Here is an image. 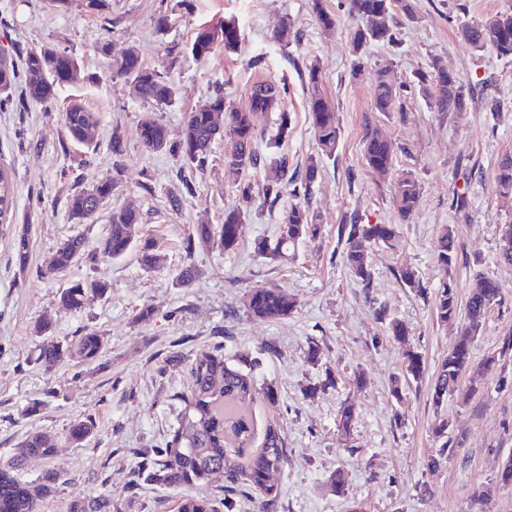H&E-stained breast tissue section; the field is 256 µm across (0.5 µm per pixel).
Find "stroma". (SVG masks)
<instances>
[{
  "label": "stroma",
  "mask_w": 512,
  "mask_h": 512,
  "mask_svg": "<svg viewBox=\"0 0 512 512\" xmlns=\"http://www.w3.org/2000/svg\"><path fill=\"white\" fill-rule=\"evenodd\" d=\"M177 0H109L106 13L87 0H68L63 11L46 0H0V48L19 56L44 45L68 48L79 62L76 82L62 88L51 107L32 103L0 110V165L13 180V221L0 224V464L20 454L27 432L39 427L60 440L54 460L29 458L22 476L41 480L58 468L61 478L39 512H65L75 495L105 496L107 512H174L184 496L204 497L217 512H512V485L497 479L501 462L512 455V268L497 261L499 230L512 224V200L499 193L495 174L512 155V57L475 51L459 36L464 22L481 21L512 5V0H411L413 13H395L394 45L367 48L368 61L353 71L351 36L357 23L344 0H322L336 14L325 31L309 0H193L192 11ZM167 13V34L154 20ZM235 19L241 50L194 58L189 46L200 27ZM298 32L281 45L274 38L282 22ZM135 47L144 64L174 83V104L159 112L170 140H179L187 112L204 104L215 85L227 102L243 106L252 85L286 81L283 108L290 129L282 150L291 168L302 171L316 151L306 106L307 74L320 68L322 88L339 117L340 139L309 194L320 217L321 235L305 241L287 260L259 256L255 245L275 238L291 202L283 196L267 205L254 201L234 253L213 247L197 252L194 276L179 285L184 268L182 243L192 224H219L225 210L240 205L236 185L224 174L226 141L212 147L208 171L195 179L193 193L172 206L169 192L178 183L182 162L140 144L138 124L149 106L130 84L112 77L110 64ZM260 58L251 67V58ZM439 63L472 86L468 111L440 112L418 90L417 77ZM386 69L399 91L392 111H374V73ZM78 100L99 116L97 147L68 143L60 113ZM381 126L396 148V172L410 173L420 200L407 217L393 206V178L374 176L363 159L366 124ZM126 143L121 160L108 148L113 131ZM113 176L119 191L111 206H130L141 214L140 233L155 240L163 260L143 270L137 253L108 262H81L65 277L44 275L46 258L69 236L84 233L89 244L105 234L111 206L86 224L70 223L65 201L74 189ZM358 218L364 224H395L393 244L368 248L372 279L362 284L342 262L339 226ZM31 230L27 269H19L11 239L22 226ZM452 227L458 253L451 267L437 262L444 227ZM411 267L420 285H403L398 274ZM494 277L500 300L491 308L472 342L480 371L464 376L445 410L449 449L437 468L428 461L440 442L432 434L436 418L431 385L455 338L454 326L441 323L435 297L444 282L466 302L477 274ZM68 279H102L108 294L78 312L58 310L55 298ZM279 288L297 306L288 319L261 321L246 310L247 295ZM148 319H140L144 309ZM406 324V342L389 336L390 320ZM48 320L53 336L65 341L83 328L106 338L93 365L63 362L45 370L37 361L42 343L35 327ZM220 348L225 358L258 360L259 386L247 403L257 425L278 423L288 458L272 480L280 496L262 510L250 493L233 494L213 484L160 488L136 480L142 452L164 447L176 428L178 397L190 386L188 366L202 350ZM318 362L308 359L309 348ZM424 361L421 381L406 384L402 399L391 382L402 376L407 351ZM274 386L269 404L263 386ZM358 416L349 437L336 427L344 401ZM89 415L96 434L84 444L66 443L70 424ZM345 478L336 495L329 478Z\"/></svg>",
  "instance_id": "obj_1"
}]
</instances>
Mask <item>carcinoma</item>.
<instances>
[{"label": "carcinoma", "instance_id": "carcinoma-1", "mask_svg": "<svg viewBox=\"0 0 512 512\" xmlns=\"http://www.w3.org/2000/svg\"><path fill=\"white\" fill-rule=\"evenodd\" d=\"M312 11L326 31L335 29L337 17L326 11L322 0H311ZM399 10L413 14L410 0H347L349 15L360 22L352 35L353 52L361 57L365 49L376 44H393L397 40L395 30L387 18ZM461 39L476 51L485 49L499 56L512 57V9L500 11L479 23H464L458 28ZM242 41L241 31L233 19L216 26H203L196 32L191 53L197 59L209 57L222 47L224 53L237 52ZM78 67L77 58L65 48L55 46L34 48L26 52L22 65L15 64L7 55L0 56V109L12 100L16 85L23 87L27 101L45 107L54 105L60 90L70 84L69 72ZM111 74L133 84L138 98L161 110L173 105L176 96L174 84L163 73L143 64L139 54L129 49L114 59ZM307 110L314 132L317 153L307 159L304 174L296 178L288 175V156L281 152L282 142L288 137V113L279 109L286 95V85L268 83L275 93L270 98L249 94L242 107L226 102L224 92H214L208 100L209 106L187 113L182 138L172 142L166 128L153 113L147 112L139 121L138 131L142 146L152 152L166 151L180 157L183 169L190 173L203 174L210 163L212 145L218 139H226L230 148L224 155V170L238 187L242 198L253 197L252 176L260 170H269L273 176L267 178L262 188L264 201L277 200L289 192L294 197L308 196L323 162L337 148L340 126L335 108L330 104L320 86L319 67L308 68ZM420 91L434 99L440 112H465L473 94L456 74L436 64L418 78ZM397 99V90L388 71L380 69L375 78L374 110L389 112ZM279 110L278 125L274 136L266 144L267 152L256 150V118L258 115ZM66 137L69 141L89 147L94 140L85 138L86 131L97 128V113L78 101L70 102L61 115ZM363 157L371 173L386 176L392 172L395 161L394 143L379 129L366 128L363 139ZM501 193L512 196V156L501 159L496 175ZM119 188L115 177H106L96 184L74 191L67 199L68 217L73 224H84L99 211L98 201L110 199ZM420 188L409 174L395 180L393 201L401 217L409 215L418 205ZM249 211L236 207L224 212V223L193 224L184 238L185 269L179 274V283L192 278V258L198 247L218 246L226 253L237 249L243 224ZM13 219V196L11 174L0 169V222L11 223ZM138 211L117 207L112 209L106 235L99 240L94 251L87 250L86 238L77 233L67 238L51 254L46 262L44 274L63 276L75 264L82 261L96 262L119 259L132 250H137L141 266L148 270L160 262L155 244L141 239ZM320 225L317 215L308 205L297 201L288 209L285 223L273 242L260 241L256 252L261 257L276 262L288 257V251L306 239L318 236ZM339 238L345 242L342 261L351 276L365 283L371 281V268L365 244L370 242L390 243L397 236L395 224H345L338 230ZM457 241L454 231L446 228L441 240L437 260L449 267L454 262ZM15 263L26 268L31 252L29 229L17 232L12 244ZM497 262L512 267V224L500 228ZM109 291L104 280L68 281L59 290L56 304L63 311H80L89 296L103 298ZM500 299V288L496 279L480 276L471 289L464 306H459L454 287L446 283L438 290L435 308L443 322L458 324L457 336L443 359L432 387V401L439 410L448 400L461 377L472 367L471 345L482 331L489 309ZM249 314L261 320H281L295 311V302L279 289H258L251 292L245 301ZM45 340L38 348L37 361L51 369L65 360L92 364L101 356L106 346L105 337L96 329L84 328L79 336L69 342L53 340L52 324L39 326ZM421 356L412 351L407 354L404 381H418L423 374ZM190 388L178 395L181 409L177 417V428L167 445L144 457L140 464L144 479L163 488L223 480L224 490L233 492L246 487L257 493L263 505L276 502L279 492L267 486L270 472L281 467L287 459L284 437L277 425L268 423L262 431L261 448L245 454L255 438L256 429L252 414L243 401L255 390V377L247 368V360L231 364L221 351H202L192 360L189 369ZM356 418V409L350 403L340 406L337 427L341 435H350ZM448 418L435 420L433 433L443 440L438 455L429 460L437 467L447 450ZM97 432L96 421L88 416L76 419L68 428L67 440L81 445ZM58 453L56 438L41 429L30 431L22 442V452L12 461L0 467V512H39L40 502L54 489L58 473L51 470L38 483L22 479L19 470L23 460L40 457L53 460ZM107 505L104 499L89 500L76 495L67 504L66 512H102ZM178 512H215L206 499L186 496L181 499Z\"/></svg>", "mask_w": 512, "mask_h": 512}]
</instances>
